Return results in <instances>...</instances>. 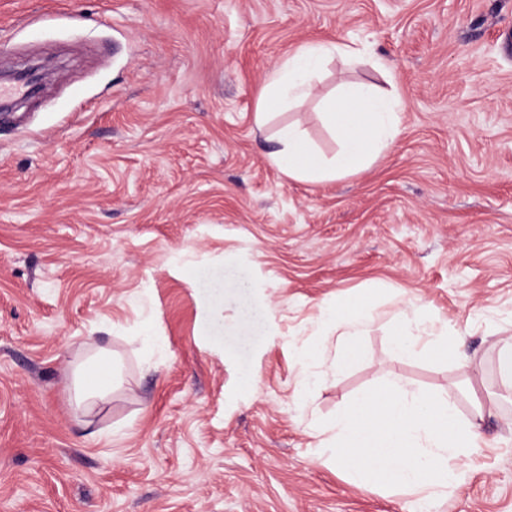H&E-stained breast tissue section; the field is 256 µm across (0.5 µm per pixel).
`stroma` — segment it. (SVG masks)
<instances>
[{"mask_svg":"<svg viewBox=\"0 0 512 512\" xmlns=\"http://www.w3.org/2000/svg\"><path fill=\"white\" fill-rule=\"evenodd\" d=\"M313 42L364 61L328 59L257 127ZM35 55L42 93L0 122V512H512V0H0V71ZM345 83L398 94L394 142L357 174L287 178L273 134L300 121L332 157ZM328 307L374 316L343 372ZM402 309L446 322L433 351L389 349ZM91 340L116 374L84 407ZM390 380L492 407L444 496L318 458L317 431ZM338 55L352 65L364 57L361 49L348 45L307 44L299 48L277 69L270 81L262 88L256 112V124L262 126L270 112L268 104L277 110L290 109L311 97L314 92L313 79L320 64L332 55ZM501 382L504 390L512 394V337L503 340L497 352Z\"/></svg>","mask_w":512,"mask_h":512,"instance_id":"35a3bbf8","label":"stroma"}]
</instances>
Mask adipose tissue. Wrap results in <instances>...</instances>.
Masks as SVG:
<instances>
[{
  "label": "adipose tissue",
  "mask_w": 512,
  "mask_h": 512,
  "mask_svg": "<svg viewBox=\"0 0 512 512\" xmlns=\"http://www.w3.org/2000/svg\"><path fill=\"white\" fill-rule=\"evenodd\" d=\"M334 55L351 65L363 58L361 49L338 44H307L289 56L261 90L257 124L266 122L269 107L286 110L311 97L320 64ZM400 109L396 95L369 86L346 90L324 105L323 120L339 144L331 160L314 151L296 122L276 131L278 148L271 160L288 178L300 181L324 182L358 173L396 137ZM322 318L343 330L334 366L343 369L356 363L361 357L357 339L369 327L370 313L327 309ZM434 321V315L422 310L400 313L390 338L392 350L403 357L426 351L424 338ZM89 349L91 356L79 369L84 384L77 395L81 401L112 386L111 351L94 343ZM483 421L482 406H475L465 417L450 398L409 394L391 381L377 391L361 393L337 413L335 439L325 450L330 459L346 466L354 482L413 491L445 490L459 479L449 458L461 448L483 447Z\"/></svg>",
  "instance_id": "obj_1"
}]
</instances>
